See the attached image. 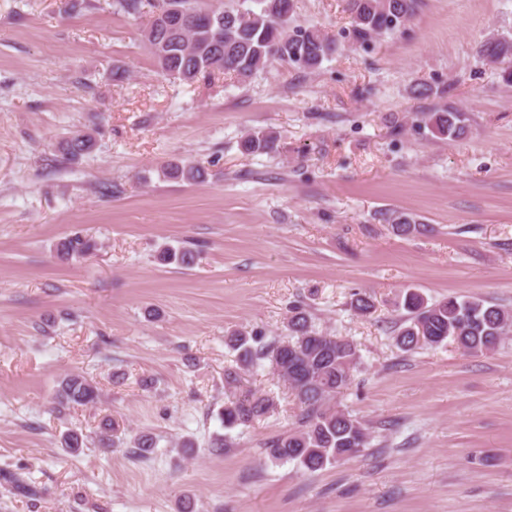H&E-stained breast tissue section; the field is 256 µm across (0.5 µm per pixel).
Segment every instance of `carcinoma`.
I'll return each instance as SVG.
<instances>
[{"instance_id":"carcinoma-1","label":"carcinoma","mask_w":512,"mask_h":512,"mask_svg":"<svg viewBox=\"0 0 512 512\" xmlns=\"http://www.w3.org/2000/svg\"><path fill=\"white\" fill-rule=\"evenodd\" d=\"M254 9L224 8V0L207 9L197 0H113L122 11L148 17L142 44L156 59L161 72L170 79L194 83L215 73L231 74L246 82L275 61L294 64L304 70L318 69L336 49V40L323 30L288 27L295 0H252ZM419 0H346L351 19L350 35L366 45L384 33L396 30L414 14ZM163 7L184 15L211 16L214 26L186 25L169 43L166 55L159 45L166 39L156 29L155 11ZM485 61L512 58V39L491 35L478 50ZM420 122L430 131L450 141L461 138L467 129L466 115L443 106L422 113ZM277 135L272 131H254L241 137L238 147L247 154H268L275 150ZM93 147L91 136L73 131L60 142V151L77 160ZM168 180L200 183L207 172L191 162H170L160 170ZM386 221L399 235L427 230L410 214L402 211L385 213ZM89 238L75 234L63 241L59 254L64 258H82L94 250ZM159 260L189 266L195 255L187 249H165ZM402 308L406 311L395 345L410 352L423 346L438 347L448 341L467 354L491 352L512 335V313L483 299L450 295L428 303L417 291L405 293ZM230 347L238 351V367L225 372L228 386L238 381L239 371H248L269 362L272 374L288 383L300 406L299 427L268 443V454L275 461H293L307 471L315 472L338 461L353 458L370 443L366 428L357 418L336 409L332 400L351 382L360 362L357 345L344 338L329 336L314 329L306 311L295 306L290 311L285 338L272 345L261 344V336L244 331L231 334ZM98 388L81 374L68 375L55 392L58 406H88L97 403ZM272 400L255 393H231L224 400L220 418L231 430L252 423L272 408ZM117 425L104 419L99 425L98 444L102 448L115 445Z\"/></svg>"}]
</instances>
